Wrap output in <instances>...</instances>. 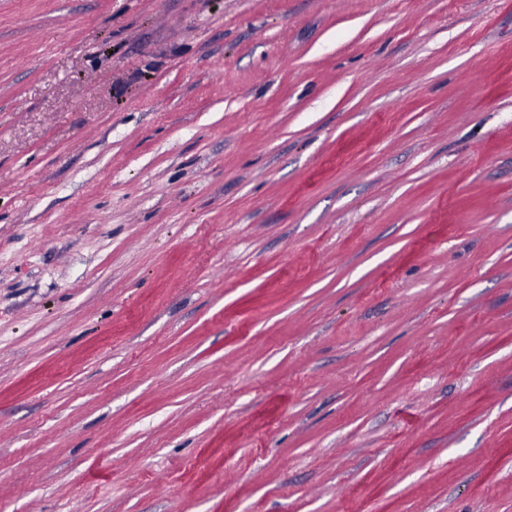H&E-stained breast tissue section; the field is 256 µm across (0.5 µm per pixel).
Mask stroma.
<instances>
[{"label": "stroma", "instance_id": "1", "mask_svg": "<svg viewBox=\"0 0 512 512\" xmlns=\"http://www.w3.org/2000/svg\"><path fill=\"white\" fill-rule=\"evenodd\" d=\"M0 512H512V0H0Z\"/></svg>", "mask_w": 512, "mask_h": 512}]
</instances>
